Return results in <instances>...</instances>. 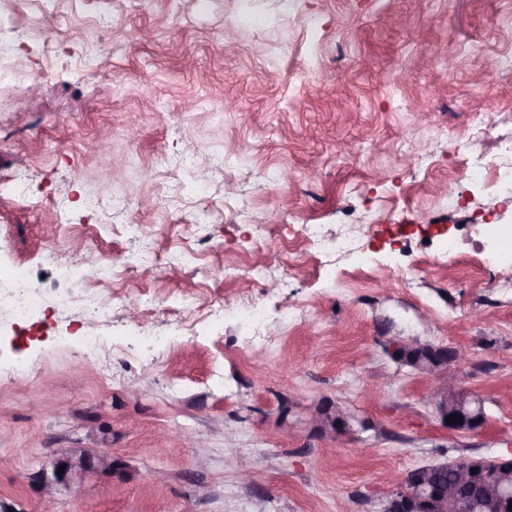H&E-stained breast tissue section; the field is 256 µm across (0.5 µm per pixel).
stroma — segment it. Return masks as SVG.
<instances>
[{
    "instance_id": "obj_1",
    "label": "stroma",
    "mask_w": 512,
    "mask_h": 512,
    "mask_svg": "<svg viewBox=\"0 0 512 512\" xmlns=\"http://www.w3.org/2000/svg\"><path fill=\"white\" fill-rule=\"evenodd\" d=\"M59 0L52 43L0 0V504L9 512H382L406 472L512 457V243L492 266L455 173L512 139V0ZM69 237L53 242L58 215ZM266 232L252 248L257 225ZM376 258L326 266L303 227ZM458 265L432 267L444 234ZM111 320L64 306L48 248ZM123 264L122 279L101 270ZM266 267L263 278L251 266ZM249 294L267 324L177 325ZM462 348L487 417L443 428L385 340ZM327 400L343 434L306 423ZM121 464L41 497L50 451ZM252 470L250 483L237 474ZM205 310H208L210 315L220 316L227 315L229 313H237L246 315L259 323H262V320L259 317L257 306L250 301H244L240 303V306L236 308H229L228 306H224L223 304H218L216 306V301H212L211 299H204L197 306L187 305L180 309H177V312H174L172 315L174 316V320L177 323L185 322L189 323L194 321L201 313Z\"/></svg>"
}]
</instances>
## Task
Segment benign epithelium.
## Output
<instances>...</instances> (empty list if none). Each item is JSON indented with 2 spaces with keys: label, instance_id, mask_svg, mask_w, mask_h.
I'll return each instance as SVG.
<instances>
[{
  "label": "benign epithelium",
  "instance_id": "benign-epithelium-1",
  "mask_svg": "<svg viewBox=\"0 0 512 512\" xmlns=\"http://www.w3.org/2000/svg\"><path fill=\"white\" fill-rule=\"evenodd\" d=\"M466 361V352L456 350L449 357L437 356L435 361L421 358L415 363V369L434 383L432 404L443 426L453 431L477 432L483 428L486 416L474 419L464 414L463 399L472 397V393L462 385L458 366ZM455 414L461 415L460 423H446V418ZM349 421V415L337 406L326 411L316 403L308 408L307 423L320 430L343 433L347 431L343 423ZM51 455V471L42 470L30 475L40 493L49 498L61 485H77L90 474L110 473L115 469L112 452L107 448L84 452L54 448ZM482 462L483 459L476 458L458 463L457 484L445 490L427 487V479L414 472L412 481L404 477L398 482L382 512H475L481 508L502 512L500 480H490L479 472ZM60 467L63 468L61 473L58 472Z\"/></svg>",
  "mask_w": 512,
  "mask_h": 512
}]
</instances>
